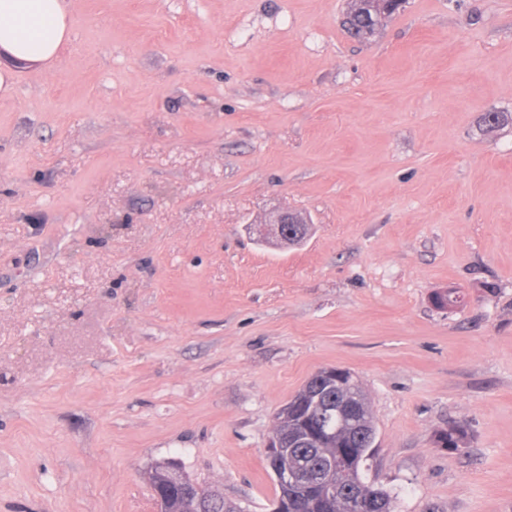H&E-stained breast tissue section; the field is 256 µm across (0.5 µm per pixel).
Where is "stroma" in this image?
<instances>
[{"mask_svg":"<svg viewBox=\"0 0 512 512\" xmlns=\"http://www.w3.org/2000/svg\"><path fill=\"white\" fill-rule=\"evenodd\" d=\"M66 3L0 95V512H157L163 461L271 512L275 416L327 366L398 512H512V0L364 43L347 0ZM289 209L307 241L258 242Z\"/></svg>","mask_w":512,"mask_h":512,"instance_id":"1","label":"stroma"}]
</instances>
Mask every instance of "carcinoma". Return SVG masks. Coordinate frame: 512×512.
I'll return each mask as SVG.
<instances>
[{
  "label": "carcinoma",
  "mask_w": 512,
  "mask_h": 512,
  "mask_svg": "<svg viewBox=\"0 0 512 512\" xmlns=\"http://www.w3.org/2000/svg\"><path fill=\"white\" fill-rule=\"evenodd\" d=\"M390 0H348L342 25L359 41L376 33V24L393 14ZM276 430L287 437L282 459L302 473L299 483L278 486L292 512H397L396 497L365 481L363 467L370 456L376 428L362 382L352 372L339 382L314 373L276 415ZM444 447L456 451L464 430L439 433ZM322 471L331 472L336 497L328 501L315 484Z\"/></svg>",
  "instance_id": "carcinoma-1"
}]
</instances>
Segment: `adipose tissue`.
Masks as SVG:
<instances>
[{
    "instance_id": "obj_1",
    "label": "adipose tissue",
    "mask_w": 512,
    "mask_h": 512,
    "mask_svg": "<svg viewBox=\"0 0 512 512\" xmlns=\"http://www.w3.org/2000/svg\"><path fill=\"white\" fill-rule=\"evenodd\" d=\"M71 27L65 0H0V93L11 94L16 65L53 63Z\"/></svg>"
}]
</instances>
